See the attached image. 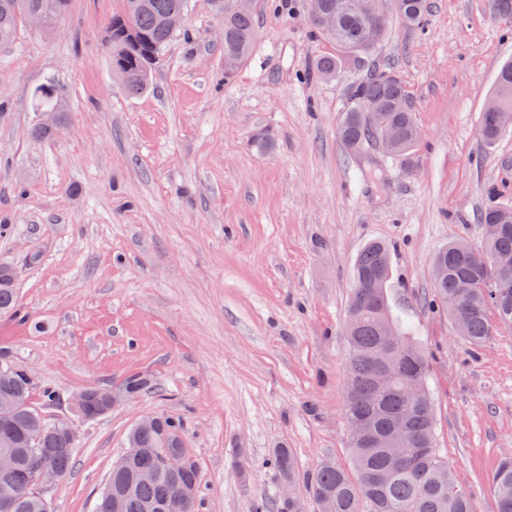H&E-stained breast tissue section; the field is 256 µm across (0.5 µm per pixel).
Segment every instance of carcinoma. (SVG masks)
<instances>
[{
    "label": "carcinoma",
    "mask_w": 512,
    "mask_h": 512,
    "mask_svg": "<svg viewBox=\"0 0 512 512\" xmlns=\"http://www.w3.org/2000/svg\"><path fill=\"white\" fill-rule=\"evenodd\" d=\"M123 7L107 23V65L112 77L129 96H140L151 85V66L165 51L174 34L158 25L169 14L187 13L188 0H122ZM426 0H309L318 36L332 46L320 54L312 77L329 80L349 61L370 55L392 21L420 26ZM40 34L49 37L66 12L69 0H56ZM45 0H0V47L13 45L25 27V14L44 6ZM224 24V76L231 77L246 60L257 36L256 6L252 0H214ZM338 132L352 150L376 143L392 131L390 154L408 161L420 139L416 105L401 75L372 67L348 86ZM38 112L64 111L59 85L47 81L33 92ZM491 101L480 115V134L492 146L508 130L512 114V62L502 66ZM373 104V111L363 109ZM479 224H497L498 232L484 239L479 249L450 241L433 256L432 288L435 301L448 309L451 319L467 325L465 340L481 346L493 333L492 319L512 324V287H498L502 275L512 281V206L492 205L477 218ZM392 279L389 247L382 241L366 243L357 255L346 318L354 320L346 334L347 382L344 418L359 427L349 434V465L325 460L305 474L288 448L273 449L272 463L288 483L304 481L316 512H475L469 493L458 485L448 460L435 444L433 401L426 389L428 362L410 330L392 313L388 288ZM18 311L13 274L0 268V315ZM385 361L396 362L391 385L379 387L376 371ZM9 370L15 412L0 416V436L7 435L17 451L12 475L19 495L12 512H50L48 501L33 484L36 466L44 461L61 475L73 463L76 436L51 431L50 423L31 400L32 382L13 361L0 356V368ZM153 387L150 379L132 375L122 391L137 397ZM109 412L95 397L76 412L81 420H94ZM44 427L31 439L33 421ZM126 447L138 449L112 465L94 512H110L112 497L123 501L122 512H179L171 508L180 484L199 487L195 461L185 448L182 425L174 416H159L149 426L135 424ZM178 457L182 467L172 471L162 464ZM142 470L155 471L148 483L139 482ZM491 491L496 512H512V459L502 461Z\"/></svg>",
    "instance_id": "cac0c4a2"
}]
</instances>
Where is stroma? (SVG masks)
Instances as JSON below:
<instances>
[{
  "instance_id": "stroma-1",
  "label": "stroma",
  "mask_w": 512,
  "mask_h": 512,
  "mask_svg": "<svg viewBox=\"0 0 512 512\" xmlns=\"http://www.w3.org/2000/svg\"><path fill=\"white\" fill-rule=\"evenodd\" d=\"M120 6L70 0L51 37L0 49V266L21 311L0 317V352L28 373L34 401L59 394L45 418L77 429L70 473L40 489L52 512H92L148 413L181 417L200 512H261L284 486L280 446L308 471L348 464L345 311L372 240L391 249L390 304L428 358L439 452L476 512H495L492 479L512 458V325L470 348L430 278L440 246L481 247L479 212L512 203V133L491 147L479 134L512 60L493 0H427L424 27L393 24L369 60L326 81L310 75L326 46L307 0H257L258 40L229 80L212 0H189L185 33L137 97L106 62ZM379 64L416 103L409 172L337 134L347 87ZM48 79L63 111L31 107ZM39 125L49 134L35 137ZM134 374L153 391L75 421L73 396Z\"/></svg>"
}]
</instances>
